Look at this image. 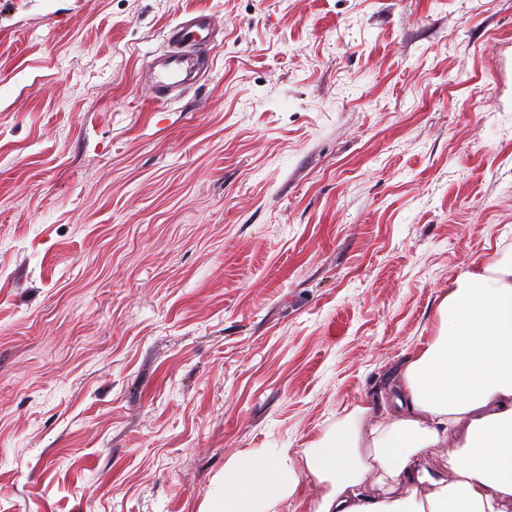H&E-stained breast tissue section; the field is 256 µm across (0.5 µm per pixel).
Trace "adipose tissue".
Wrapping results in <instances>:
<instances>
[{"instance_id":"1","label":"adipose tissue","mask_w":512,"mask_h":512,"mask_svg":"<svg viewBox=\"0 0 512 512\" xmlns=\"http://www.w3.org/2000/svg\"><path fill=\"white\" fill-rule=\"evenodd\" d=\"M439 328L387 382L390 408L356 407L304 449L314 512H512V255L472 259L448 283ZM448 449L447 473L427 467ZM296 465L234 460L205 512H274Z\"/></svg>"}]
</instances>
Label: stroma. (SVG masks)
Returning <instances> with one entry per match:
<instances>
[{
  "instance_id": "35a3bbf8",
  "label": "stroma",
  "mask_w": 512,
  "mask_h": 512,
  "mask_svg": "<svg viewBox=\"0 0 512 512\" xmlns=\"http://www.w3.org/2000/svg\"><path fill=\"white\" fill-rule=\"evenodd\" d=\"M510 252L512 0H0V512H203ZM207 16L196 17L178 26L171 34L174 40L161 63L159 70H153L151 81L155 88L165 90L182 85L194 67L191 49L207 46L204 30L210 29Z\"/></svg>"
}]
</instances>
